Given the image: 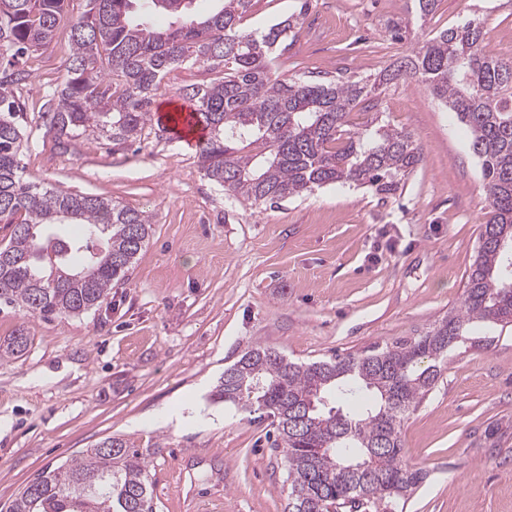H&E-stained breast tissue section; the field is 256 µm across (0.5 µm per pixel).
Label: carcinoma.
<instances>
[{"mask_svg": "<svg viewBox=\"0 0 512 512\" xmlns=\"http://www.w3.org/2000/svg\"><path fill=\"white\" fill-rule=\"evenodd\" d=\"M67 0H0V301L44 317L100 306L126 278L151 231L143 210L38 186L22 176L23 133L12 101L14 61L53 39ZM72 29L67 79L49 126L56 137L99 133L121 146L153 129L161 83L189 65L218 78L180 92L205 137L196 155L224 195L278 204L333 185L393 195L422 160L408 132L388 124L349 129L354 110L376 112V91L393 81L423 84L470 135L490 216L460 309L413 340L370 354L296 363L256 346L224 370L216 397L278 418L288 481L287 512H338L347 501L378 512L409 498L425 474L404 463L400 426L438 382L450 350L478 322L512 323V62L493 56L480 22L443 29L418 43L407 63L373 84L322 76L281 79L272 56L302 29L310 0L287 20L243 26L252 0H86ZM18 331L0 357L19 356ZM263 384L255 394L250 386ZM322 402H311L315 390ZM5 512H154L139 449L108 437L43 471Z\"/></svg>", "mask_w": 512, "mask_h": 512, "instance_id": "obj_1", "label": "carcinoma"}]
</instances>
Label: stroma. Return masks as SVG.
<instances>
[{"label":"stroma","mask_w":512,"mask_h":512,"mask_svg":"<svg viewBox=\"0 0 512 512\" xmlns=\"http://www.w3.org/2000/svg\"><path fill=\"white\" fill-rule=\"evenodd\" d=\"M414 0H311L302 32L274 64L281 78L360 79L412 53V40L480 20L512 62V0H440L423 24ZM68 0L47 49L19 62L14 87L27 180L146 211L152 230L125 280L79 316L0 304V512L42 471L110 436L142 449L155 512H284L278 420L213 401L251 347L296 362L361 355L422 335L457 309L489 204L462 124L417 83L387 85L374 116L421 144L403 187L384 197L327 186L277 206L228 201L200 171L195 139L149 134L113 147L55 138L43 119L66 77ZM410 37L393 40L394 23ZM406 463L427 477L385 512H512V326L470 330L433 390L400 427Z\"/></svg>","instance_id":"obj_1"}]
</instances>
